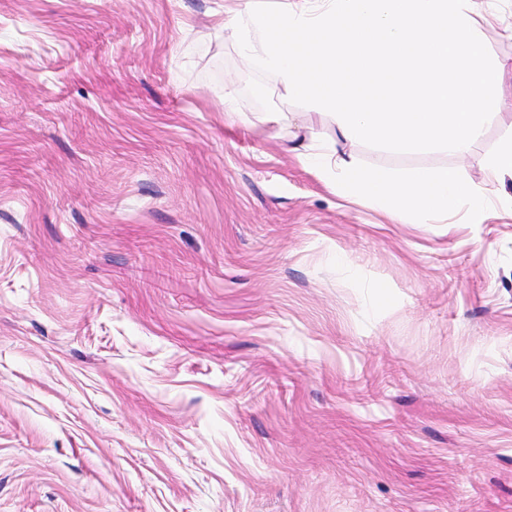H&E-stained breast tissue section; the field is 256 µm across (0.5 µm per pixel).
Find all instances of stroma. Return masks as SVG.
<instances>
[{
	"label": "stroma",
	"instance_id": "35a3bbf8",
	"mask_svg": "<svg viewBox=\"0 0 512 512\" xmlns=\"http://www.w3.org/2000/svg\"><path fill=\"white\" fill-rule=\"evenodd\" d=\"M223 22L0 0V512H512V180L479 224L338 195L291 150L328 117ZM510 137L346 152L480 184Z\"/></svg>",
	"mask_w": 512,
	"mask_h": 512
}]
</instances>
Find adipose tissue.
I'll return each mask as SVG.
<instances>
[{
  "label": "adipose tissue",
  "mask_w": 512,
  "mask_h": 512,
  "mask_svg": "<svg viewBox=\"0 0 512 512\" xmlns=\"http://www.w3.org/2000/svg\"><path fill=\"white\" fill-rule=\"evenodd\" d=\"M475 0H283L275 12L224 11L221 34L275 76L289 99L326 114L344 142L397 150L470 153L492 116L512 112V59L489 51ZM298 157L403 224H430L469 209L481 221L482 186L441 168L405 178L366 169L317 138Z\"/></svg>",
  "instance_id": "ef3b65f1"
}]
</instances>
